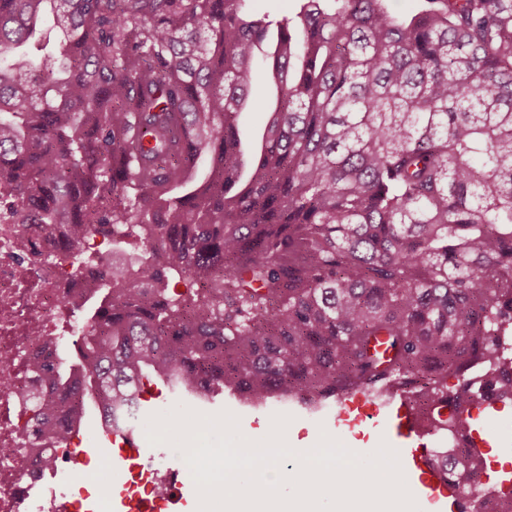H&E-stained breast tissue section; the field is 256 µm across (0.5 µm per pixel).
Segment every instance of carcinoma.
I'll return each mask as SVG.
<instances>
[{"label":"carcinoma","instance_id":"cac0c4a2","mask_svg":"<svg viewBox=\"0 0 512 512\" xmlns=\"http://www.w3.org/2000/svg\"><path fill=\"white\" fill-rule=\"evenodd\" d=\"M263 44L271 102L249 96ZM0 217L22 247L51 236L39 264L112 244L73 261L81 336L20 393L38 448L92 410L136 429L151 381L317 408L396 380L435 432L469 427L512 394V0H302L277 23L248 0H0ZM450 459L472 500L486 458ZM242 149L251 155L260 141L265 128V116L261 112L244 111L240 117Z\"/></svg>","mask_w":512,"mask_h":512}]
</instances>
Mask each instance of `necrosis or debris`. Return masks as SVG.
I'll use <instances>...</instances> for the list:
<instances>
[{
	"label": "necrosis or debris",
	"instance_id": "4bbe7bcc",
	"mask_svg": "<svg viewBox=\"0 0 512 512\" xmlns=\"http://www.w3.org/2000/svg\"><path fill=\"white\" fill-rule=\"evenodd\" d=\"M19 234V225L0 222V512H54L64 490L56 482L33 485L29 478L31 413L19 394L31 385V364L46 355L51 341L73 335L86 290L70 279L67 263L23 260ZM46 458L54 469L75 474L79 494L107 512L111 486L90 477L68 446L51 449ZM160 473L157 465L131 471L126 491L143 512H154L166 495Z\"/></svg>",
	"mask_w": 512,
	"mask_h": 512
}]
</instances>
